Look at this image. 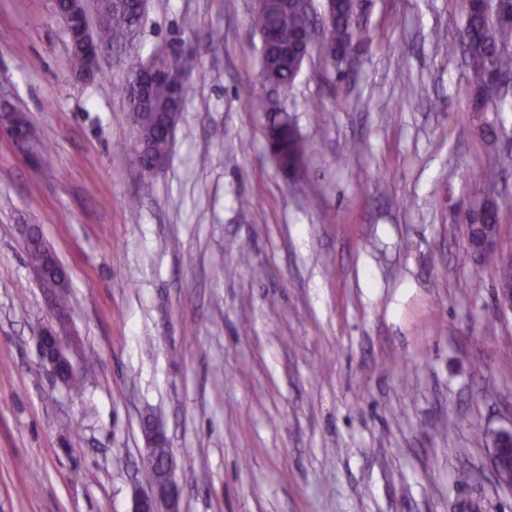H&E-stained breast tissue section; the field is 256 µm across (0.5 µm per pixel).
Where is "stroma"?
Returning a JSON list of instances; mask_svg holds the SVG:
<instances>
[{
    "label": "stroma",
    "mask_w": 512,
    "mask_h": 512,
    "mask_svg": "<svg viewBox=\"0 0 512 512\" xmlns=\"http://www.w3.org/2000/svg\"><path fill=\"white\" fill-rule=\"evenodd\" d=\"M254 11L148 0L81 81L53 0H0V98L50 147L34 169L0 136V512H131L148 414L180 512H512L475 440L512 427V316L454 211L482 198L496 154L512 245V110L472 111L461 59L436 42L459 41L460 0H373L345 81L308 57L278 95L319 145L293 180L250 107L271 92ZM198 36L169 156L146 178L118 86ZM27 224L69 274L78 395L37 356L50 309ZM184 48V42L178 38H174L168 43L163 53L157 55L148 65L139 67L129 74L128 78L130 83H133L134 85L139 84L144 74L148 72H153L157 69L161 59L167 58L173 54L181 52ZM129 81L126 79V82L123 84L122 88L124 92H128L132 96V89Z\"/></svg>",
    "instance_id": "35a3bbf8"
}]
</instances>
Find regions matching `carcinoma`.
I'll return each mask as SVG.
<instances>
[{
    "mask_svg": "<svg viewBox=\"0 0 512 512\" xmlns=\"http://www.w3.org/2000/svg\"><path fill=\"white\" fill-rule=\"evenodd\" d=\"M336 27L329 32L319 46L325 62H335L336 73H342L341 59L355 47L362 49L372 40L367 23L369 0H335ZM465 25L461 42L446 43V53L453 57L462 53L470 74L473 110L481 112L490 101L502 112L506 101L493 95L490 79L495 73L512 72V20L498 18L496 0H462ZM101 12L112 14V26L102 27L97 38L106 41L112 31L129 28L135 23V7L119 8L114 0H101ZM253 24L261 36V72L270 85L282 89L290 87L299 75L302 66L295 54L299 40L312 26L311 17L297 9L295 0H268L263 7L255 9ZM197 55L186 52L162 64V76L151 86L149 102L137 126V145L142 149L141 163L149 169L155 158L168 155L173 134L177 126V102L171 99L176 92L186 97L188 85L181 82L173 85V78L187 77L195 66ZM257 112L271 113L272 127L267 130V143L280 169L286 174L295 173L306 158L317 151V145L304 139L296 125L281 121L272 100L257 97L253 100ZM500 177V163L496 156L487 157L483 183V199L489 208L478 216L466 217L467 238L478 232V225L491 226L499 223V203L496 186ZM34 245L26 250L32 266L45 271L46 277L57 285L64 283L65 270L58 268L53 252L40 234L33 236ZM484 264L497 283H512V264L505 263L494 253L484 256Z\"/></svg>",
    "mask_w": 512,
    "mask_h": 512,
    "instance_id": "1",
    "label": "carcinoma"
}]
</instances>
